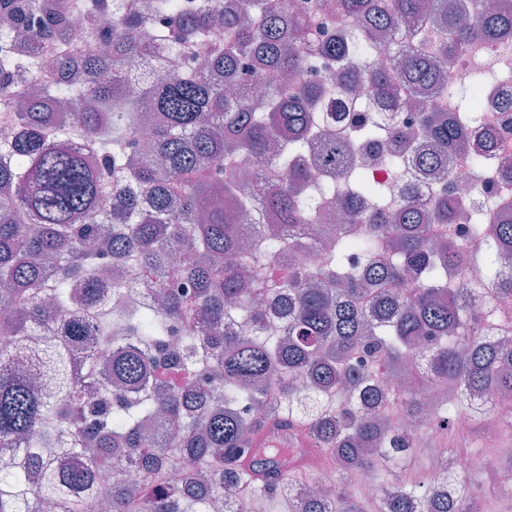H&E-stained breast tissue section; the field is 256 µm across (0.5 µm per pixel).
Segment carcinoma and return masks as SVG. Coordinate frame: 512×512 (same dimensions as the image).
I'll use <instances>...</instances> for the list:
<instances>
[{
	"label": "carcinoma",
	"mask_w": 512,
	"mask_h": 512,
	"mask_svg": "<svg viewBox=\"0 0 512 512\" xmlns=\"http://www.w3.org/2000/svg\"><path fill=\"white\" fill-rule=\"evenodd\" d=\"M42 15L23 52L0 48V117L22 134L0 148V512H208L225 485L253 486L288 499L291 512H367L347 491L356 471L373 474L374 512H483L501 494L496 474L453 477L445 487L397 478L421 438L399 437L373 419L376 407L400 412L425 404L437 384L452 387L439 405L449 423L462 411L472 429L485 416L512 430V344L487 334L468 305L470 267L492 282L490 295L512 296L499 280L512 256V222L489 232L473 211L464 232L482 244L454 248L456 201L448 189L423 205L399 207L392 190L358 161L385 137L391 117L371 120L369 104L336 133V85L369 77L374 95L400 107L391 80L373 70L397 24L422 32L392 60L407 61L406 87L452 98L458 114L420 113L419 136L437 146L425 165L448 171L457 150L482 178L487 142L480 91L496 77L480 67L450 84L440 64L471 39L512 41V8L481 0H36ZM109 15L112 32L96 29ZM70 17L86 27L75 35ZM349 18L350 30L316 22ZM156 66L130 74L156 46ZM339 66L337 83L307 78L310 54ZM203 58L206 68L190 61ZM261 84L245 100L225 92ZM240 155L278 169L273 179L237 165ZM410 161L404 142L378 164ZM346 205L369 202L352 232L322 220L341 184ZM320 262L302 268L311 249ZM132 271L131 287L108 283L112 258ZM144 284L158 298L138 306ZM176 336L188 355L169 350ZM34 342L50 388L29 384L12 349ZM396 376L407 361L415 381L388 399L350 364L356 351ZM308 388L294 400V381ZM268 425L299 428L309 445L336 462V491L310 495L287 480L280 449L268 448L257 478L242 458ZM53 445L57 454L42 455ZM470 451L453 444L438 467ZM181 482L173 485L169 471ZM106 469L131 471L138 488L114 481L102 499Z\"/></svg>",
	"instance_id": "carcinoma-1"
}]
</instances>
